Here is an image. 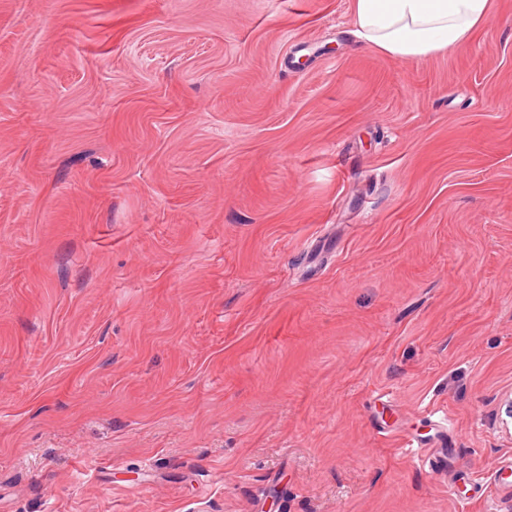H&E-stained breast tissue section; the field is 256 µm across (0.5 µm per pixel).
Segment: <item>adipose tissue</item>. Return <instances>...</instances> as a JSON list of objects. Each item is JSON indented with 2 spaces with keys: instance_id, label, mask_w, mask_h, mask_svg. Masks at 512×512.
<instances>
[{
  "instance_id": "ef3b65f1",
  "label": "adipose tissue",
  "mask_w": 512,
  "mask_h": 512,
  "mask_svg": "<svg viewBox=\"0 0 512 512\" xmlns=\"http://www.w3.org/2000/svg\"><path fill=\"white\" fill-rule=\"evenodd\" d=\"M490 0H354L353 36L398 60L448 53L489 18Z\"/></svg>"
}]
</instances>
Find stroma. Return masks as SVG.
Here are the masks:
<instances>
[{
	"instance_id": "stroma-1",
	"label": "stroma",
	"mask_w": 512,
	"mask_h": 512,
	"mask_svg": "<svg viewBox=\"0 0 512 512\" xmlns=\"http://www.w3.org/2000/svg\"><path fill=\"white\" fill-rule=\"evenodd\" d=\"M491 2L402 61L353 0H0V512H512Z\"/></svg>"
}]
</instances>
